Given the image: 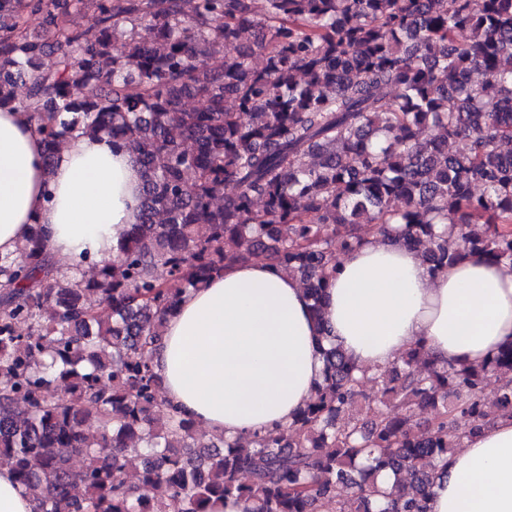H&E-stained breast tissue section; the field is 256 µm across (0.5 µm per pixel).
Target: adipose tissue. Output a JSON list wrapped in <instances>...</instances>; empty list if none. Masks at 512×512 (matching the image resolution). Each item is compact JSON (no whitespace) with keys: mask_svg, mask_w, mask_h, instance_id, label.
<instances>
[{"mask_svg":"<svg viewBox=\"0 0 512 512\" xmlns=\"http://www.w3.org/2000/svg\"><path fill=\"white\" fill-rule=\"evenodd\" d=\"M139 202L137 169L107 138L70 139L49 168L27 114L0 108V256H15L36 224L54 256L111 255ZM322 306L359 369L418 342L438 363H480L512 342V265L470 256L434 270L376 233L340 257ZM318 336L299 282L255 261L183 295L152 361L168 402L202 430L235 437L286 426L305 406L324 367ZM429 506L512 512V418L449 455Z\"/></svg>","mask_w":512,"mask_h":512,"instance_id":"1","label":"adipose tissue"}]
</instances>
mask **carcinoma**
<instances>
[{"mask_svg":"<svg viewBox=\"0 0 512 512\" xmlns=\"http://www.w3.org/2000/svg\"><path fill=\"white\" fill-rule=\"evenodd\" d=\"M20 85L47 167L60 141L106 135L142 183L90 273L37 232L0 257V458L34 512H429L448 455L512 417V344L446 366L416 346L373 375L333 345L287 427L216 444L162 399L150 357L183 294L261 253L325 333L359 217L407 225L434 269L512 264V0H0V108Z\"/></svg>","mask_w":512,"mask_h":512,"instance_id":"carcinoma-1","label":"carcinoma"}]
</instances>
